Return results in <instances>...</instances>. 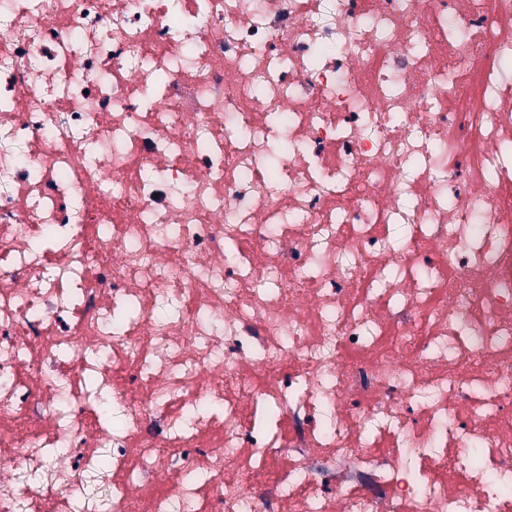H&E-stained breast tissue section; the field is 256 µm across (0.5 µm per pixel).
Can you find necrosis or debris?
Wrapping results in <instances>:
<instances>
[{
    "label": "necrosis or debris",
    "instance_id": "necrosis-or-debris-1",
    "mask_svg": "<svg viewBox=\"0 0 512 512\" xmlns=\"http://www.w3.org/2000/svg\"><path fill=\"white\" fill-rule=\"evenodd\" d=\"M500 479L512 0H0V512Z\"/></svg>",
    "mask_w": 512,
    "mask_h": 512
}]
</instances>
